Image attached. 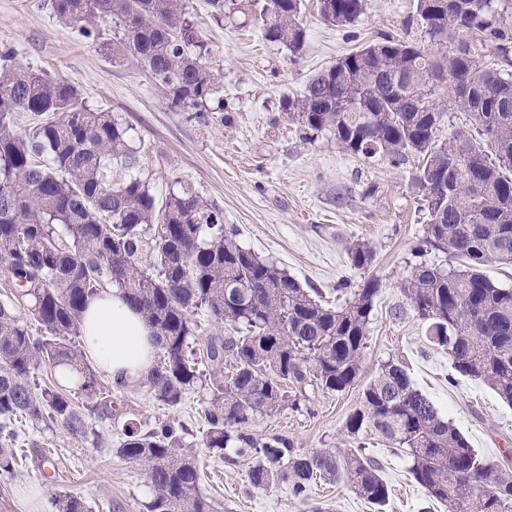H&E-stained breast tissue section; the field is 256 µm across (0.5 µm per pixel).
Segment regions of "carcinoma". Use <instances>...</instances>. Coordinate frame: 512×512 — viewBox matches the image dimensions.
I'll return each instance as SVG.
<instances>
[{
    "instance_id": "cac0c4a2",
    "label": "carcinoma",
    "mask_w": 512,
    "mask_h": 512,
    "mask_svg": "<svg viewBox=\"0 0 512 512\" xmlns=\"http://www.w3.org/2000/svg\"><path fill=\"white\" fill-rule=\"evenodd\" d=\"M257 5L265 40L298 52L300 0ZM52 10L83 38H99L95 21L111 19L121 30L112 60L134 59L171 107L208 111L218 90L188 0H52ZM318 10L327 24L352 25L364 0H319ZM406 24L431 47L385 37L346 55L288 101V119L333 134L344 151L366 159L417 160L413 181L427 218L418 250L461 263L416 264L401 293L454 369L512 405V288L484 271L492 261L512 266V0H417ZM453 82L469 95L457 98ZM418 85L427 96L415 98ZM443 88L467 115L470 133L439 139L447 111L436 92ZM17 110L46 119L19 130ZM453 163L444 191L432 165ZM472 175L484 181L476 196ZM350 252L357 269L374 261L365 243ZM0 268L11 288L0 300V512H8L5 478L15 471L19 422L83 441L96 435L92 420L121 425L116 454L143 467L150 492L142 512H216L200 491L194 449L168 423L144 428L124 419L112 385L76 345L90 301L114 288L158 345L142 387L172 409L197 385L207 387L201 445L228 464L250 460L251 487L284 486L308 506L316 482L346 477L373 512H385L390 486L362 445L302 452L285 436L254 433L258 419L298 408L310 390L342 393L358 382L376 281L333 305L239 244L224 211L192 186L157 203L136 171L129 128L79 102L67 81L16 63L10 48L0 52ZM202 316L224 335L199 342ZM47 367L58 377L40 380L36 371ZM70 384L85 403L73 400ZM346 431L402 449L415 482L448 512H512V469L479 454L398 359L378 365ZM44 512L93 507L59 492Z\"/></svg>"
}]
</instances>
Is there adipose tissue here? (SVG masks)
I'll return each instance as SVG.
<instances>
[{
	"mask_svg": "<svg viewBox=\"0 0 512 512\" xmlns=\"http://www.w3.org/2000/svg\"><path fill=\"white\" fill-rule=\"evenodd\" d=\"M87 354L113 383L129 385L149 373L158 350L150 329L120 292L91 302L84 320Z\"/></svg>",
	"mask_w": 512,
	"mask_h": 512,
	"instance_id": "obj_1",
	"label": "adipose tissue"
}]
</instances>
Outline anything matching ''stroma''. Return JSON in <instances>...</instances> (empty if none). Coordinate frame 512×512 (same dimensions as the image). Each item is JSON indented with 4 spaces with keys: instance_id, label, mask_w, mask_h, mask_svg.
Segmentation results:
<instances>
[{
    "instance_id": "35a3bbf8",
    "label": "stroma",
    "mask_w": 512,
    "mask_h": 512,
    "mask_svg": "<svg viewBox=\"0 0 512 512\" xmlns=\"http://www.w3.org/2000/svg\"><path fill=\"white\" fill-rule=\"evenodd\" d=\"M51 0H0V45L16 51L19 64L70 82L93 109L112 112L130 128L138 169L157 199L174 181L192 184L224 212L238 241L274 261L303 287L341 301L365 279L379 282L365 351L364 372L349 390L316 393L310 404L257 421L261 435L282 434L296 448H350L348 416L379 363L402 359L414 386L457 427L481 455L502 461L512 450V406L485 383L455 375L448 355L429 348L422 322L404 312L401 282L420 262L456 266V259L417 246L427 222L422 197L412 180L413 164L395 166L365 160L340 149L329 132L305 137L289 121L285 106L307 81L336 59L385 36L406 34L405 21L416 0H365V12L347 27L325 24L318 0H303L299 22L305 44L294 53L266 42L255 13L216 17L206 0H189V13L208 51L207 63L221 85L220 112L172 110L159 88L135 60L112 59L117 29L99 23L101 39L80 37L60 22ZM369 243L372 265L353 266L349 247ZM127 410L143 424L172 419L187 445L200 444L205 423V388L190 391L181 408L158 404L140 384L118 388ZM23 455L11 481V512H36L24 488L41 484L45 493L73 491L94 512H141L149 495L141 467L115 453L116 431L100 426L98 439L77 441L61 431L24 426ZM45 449L57 478L46 481L37 449ZM366 452L382 466L392 489L386 512H447L428 501L415 483L403 451L368 436ZM201 490L219 512H308L285 488L248 485L247 462L234 465L201 453Z\"/></svg>"
}]
</instances>
